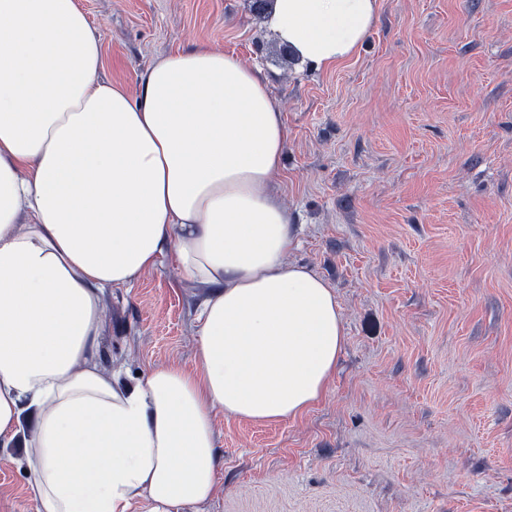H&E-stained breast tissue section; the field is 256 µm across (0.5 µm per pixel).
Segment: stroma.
<instances>
[{"mask_svg": "<svg viewBox=\"0 0 512 512\" xmlns=\"http://www.w3.org/2000/svg\"><path fill=\"white\" fill-rule=\"evenodd\" d=\"M104 78L137 93L198 45L260 68L288 126L280 199L294 261L334 288L345 343L297 418L215 417L202 512H512V0H381L362 47L301 62L254 0H78ZM208 289L175 257L106 297L124 381L196 364ZM0 447V512H35Z\"/></svg>", "mask_w": 512, "mask_h": 512, "instance_id": "35a3bbf8", "label": "stroma"}]
</instances>
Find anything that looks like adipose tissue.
<instances>
[{
	"mask_svg": "<svg viewBox=\"0 0 512 512\" xmlns=\"http://www.w3.org/2000/svg\"><path fill=\"white\" fill-rule=\"evenodd\" d=\"M379 13L272 0L268 22L330 68ZM101 43L77 0H0V446L22 442L37 512H194L216 488V414L298 417L346 333L334 289L290 258L288 128L260 72L181 50L133 96L101 78ZM168 254L210 289L196 367L123 382L101 361L105 298Z\"/></svg>",
	"mask_w": 512,
	"mask_h": 512,
	"instance_id": "1",
	"label": "adipose tissue"
}]
</instances>
